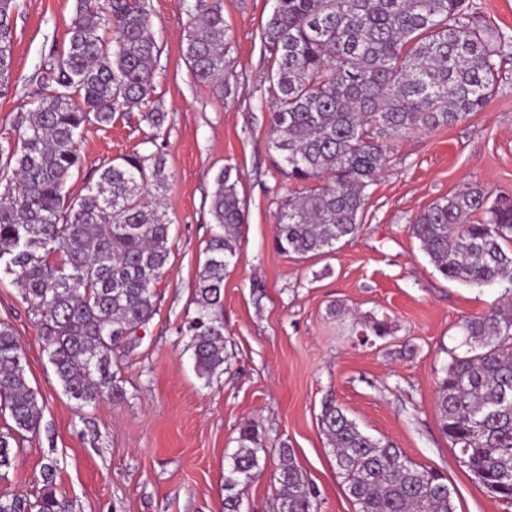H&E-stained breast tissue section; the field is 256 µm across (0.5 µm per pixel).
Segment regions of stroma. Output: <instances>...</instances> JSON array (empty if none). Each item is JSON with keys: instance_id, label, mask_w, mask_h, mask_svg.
<instances>
[{"instance_id": "1", "label": "stroma", "mask_w": 512, "mask_h": 512, "mask_svg": "<svg viewBox=\"0 0 512 512\" xmlns=\"http://www.w3.org/2000/svg\"><path fill=\"white\" fill-rule=\"evenodd\" d=\"M13 16V77L0 95V137L45 62L69 37L75 0H20ZM194 0H149L161 47L152 98L167 112L162 130L115 116L89 127L73 193L95 182L102 165L139 151L164 156L169 175L161 201L172 221L169 268L160 312L118 368L125 400L79 406L63 391L38 327L17 286L0 276V320L28 357L27 375L43 401L36 435L26 438L4 492L33 495L41 466L57 463L55 488L74 512H224V477L243 424L255 422L269 450L262 476L246 486L244 512H277L272 473L287 444L317 492L318 512H356L321 428L334 400L359 427L416 463L443 472L456 512H512L461 466L444 436L437 382L458 348L463 318L484 313L500 294L443 278L408 232L414 216L469 184L512 195V54L501 60L488 106L467 120L394 142L362 228L335 253L300 259L273 244L286 186L272 164L262 25L274 0H221L231 40L230 94L195 80L181 45ZM233 167L246 204V226L224 280V370L200 378L188 322L195 282L214 231L210 200L219 169ZM386 320L388 337L369 335Z\"/></svg>"}]
</instances>
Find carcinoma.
<instances>
[{
	"instance_id": "carcinoma-1",
	"label": "carcinoma",
	"mask_w": 512,
	"mask_h": 512,
	"mask_svg": "<svg viewBox=\"0 0 512 512\" xmlns=\"http://www.w3.org/2000/svg\"><path fill=\"white\" fill-rule=\"evenodd\" d=\"M465 3L275 0L261 32L270 74L257 107L271 99L275 168L297 185L281 201L279 251L328 254L354 238L395 139L486 108L512 35L475 22ZM16 9L17 0H0L1 93L13 76ZM229 41L220 3L195 0L182 55L198 82L224 85ZM160 53L146 0H75L67 46L31 91L36 107L17 113L15 139L0 141V268L20 286L58 381L81 406L125 399L112 366L133 349L121 334L157 314L171 220L149 193L166 185L156 152L105 166L83 195L69 196L66 185L80 167L81 130L134 109L162 129L167 113L151 98ZM237 184L230 168L215 177L216 230L195 283L188 330L202 377L224 367V277L245 224ZM408 231L442 277L498 286L511 301L462 320L465 352L448 351L437 409L458 461L512 506V196L468 185L431 203ZM26 366L20 338L0 321V415L12 420L0 431V470L12 467L19 438L40 427L43 406ZM321 426L357 512H456L442 472L368 435L340 406L323 405ZM237 443L224 512H241L239 486L262 475L267 460L257 425L241 427ZM55 471L47 460L36 499L1 495L0 512H72L55 490ZM274 486L279 512H317L307 475L284 445Z\"/></svg>"
}]
</instances>
